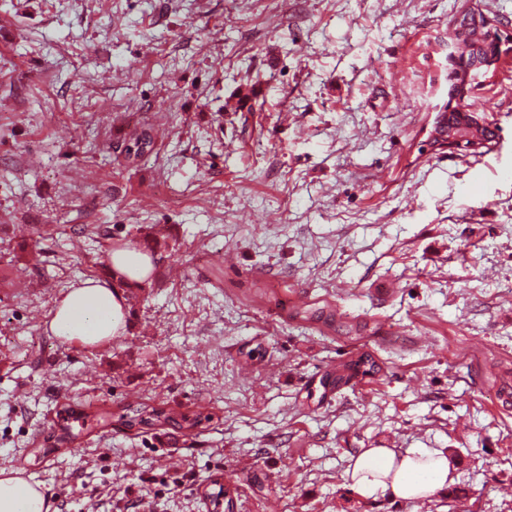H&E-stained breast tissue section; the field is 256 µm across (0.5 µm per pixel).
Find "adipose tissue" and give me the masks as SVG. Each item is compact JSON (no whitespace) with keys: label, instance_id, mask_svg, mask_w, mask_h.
Returning a JSON list of instances; mask_svg holds the SVG:
<instances>
[{"label":"adipose tissue","instance_id":"ef3b65f1","mask_svg":"<svg viewBox=\"0 0 512 512\" xmlns=\"http://www.w3.org/2000/svg\"><path fill=\"white\" fill-rule=\"evenodd\" d=\"M124 299L110 283L85 279L72 285L49 322L53 336L83 346H97L126 330ZM454 465L440 448H368L348 470L352 487L366 499L381 494L401 500L425 499L452 483ZM40 484L21 472L0 469V512H51Z\"/></svg>","mask_w":512,"mask_h":512}]
</instances>
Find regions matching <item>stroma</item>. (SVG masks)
I'll use <instances>...</instances> for the list:
<instances>
[{"label": "stroma", "mask_w": 512, "mask_h": 512, "mask_svg": "<svg viewBox=\"0 0 512 512\" xmlns=\"http://www.w3.org/2000/svg\"><path fill=\"white\" fill-rule=\"evenodd\" d=\"M469 9L508 23L467 99L497 138L434 151ZM504 168L512 0H0V469L57 512H212L222 488L235 512H512ZM151 224L173 240L125 333L53 336L56 300ZM324 302L333 325L293 314ZM364 347L381 376L323 390ZM144 400L213 420L63 442L64 411ZM362 448L448 449L455 481L362 498Z\"/></svg>", "instance_id": "1"}]
</instances>
